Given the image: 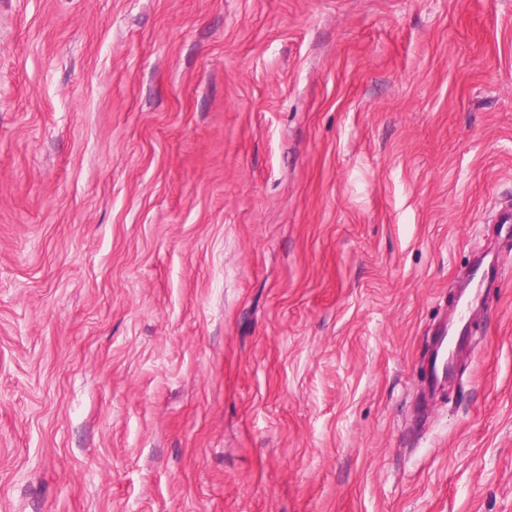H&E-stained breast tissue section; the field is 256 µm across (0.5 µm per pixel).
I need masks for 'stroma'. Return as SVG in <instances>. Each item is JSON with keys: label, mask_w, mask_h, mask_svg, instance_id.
Listing matches in <instances>:
<instances>
[{"label": "stroma", "mask_w": 512, "mask_h": 512, "mask_svg": "<svg viewBox=\"0 0 512 512\" xmlns=\"http://www.w3.org/2000/svg\"><path fill=\"white\" fill-rule=\"evenodd\" d=\"M506 203L512 0H0V512H512ZM490 274V268L483 266L482 262L477 263L467 274V284L469 295H462L460 314L455 322L449 323L448 320L439 323L433 336L436 346L435 352L431 353L427 360V382L430 387L438 385L444 378L448 369L449 356H455L456 353L466 346L464 336L470 334L468 330V308L472 305L475 298L480 295L483 297V285ZM447 351V354H446Z\"/></svg>", "instance_id": "1"}]
</instances>
